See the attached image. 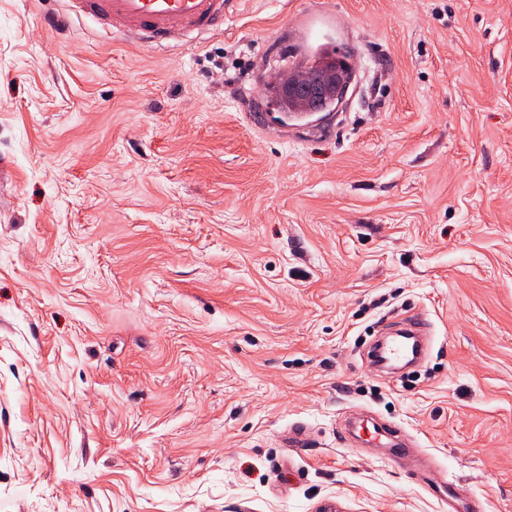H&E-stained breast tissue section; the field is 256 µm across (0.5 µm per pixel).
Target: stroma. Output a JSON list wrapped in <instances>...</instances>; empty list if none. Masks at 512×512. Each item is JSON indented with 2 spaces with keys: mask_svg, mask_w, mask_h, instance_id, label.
Segmentation results:
<instances>
[{
  "mask_svg": "<svg viewBox=\"0 0 512 512\" xmlns=\"http://www.w3.org/2000/svg\"><path fill=\"white\" fill-rule=\"evenodd\" d=\"M66 8L0 0V512H448L426 456L512 512V0H234L154 47ZM317 9L354 80L287 121ZM418 312L424 365L371 364ZM363 408L418 451L343 440ZM404 324V331L410 336H417L424 342L422 349V357L427 354L430 345L431 323L424 316H409L402 320Z\"/></svg>",
  "mask_w": 512,
  "mask_h": 512,
  "instance_id": "obj_1",
  "label": "stroma"
}]
</instances>
